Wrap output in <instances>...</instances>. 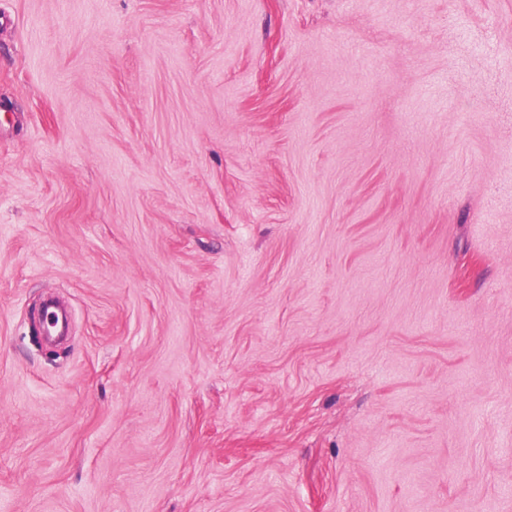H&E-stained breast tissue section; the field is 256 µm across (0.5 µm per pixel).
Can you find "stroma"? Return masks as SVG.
<instances>
[{
	"mask_svg": "<svg viewBox=\"0 0 512 512\" xmlns=\"http://www.w3.org/2000/svg\"><path fill=\"white\" fill-rule=\"evenodd\" d=\"M0 512H512V0H0Z\"/></svg>",
	"mask_w": 512,
	"mask_h": 512,
	"instance_id": "stroma-1",
	"label": "stroma"
}]
</instances>
